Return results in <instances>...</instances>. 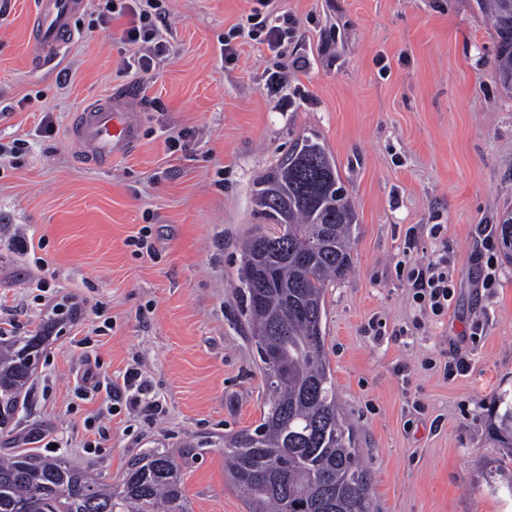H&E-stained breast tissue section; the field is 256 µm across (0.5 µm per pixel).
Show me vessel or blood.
I'll list each match as a JSON object with an SVG mask.
<instances>
[{
	"instance_id": "1",
	"label": "vessel or blood",
	"mask_w": 512,
	"mask_h": 512,
	"mask_svg": "<svg viewBox=\"0 0 512 512\" xmlns=\"http://www.w3.org/2000/svg\"><path fill=\"white\" fill-rule=\"evenodd\" d=\"M85 0H37L30 20L29 46L32 63L56 57L73 33V19ZM142 114L134 92H106L77 114L70 130L84 162L111 166L113 158L129 153L138 143Z\"/></svg>"
}]
</instances>
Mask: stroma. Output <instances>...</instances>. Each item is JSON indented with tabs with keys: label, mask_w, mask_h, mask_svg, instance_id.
Returning <instances> with one entry per match:
<instances>
[{
	"label": "stroma",
	"mask_w": 512,
	"mask_h": 512,
	"mask_svg": "<svg viewBox=\"0 0 512 512\" xmlns=\"http://www.w3.org/2000/svg\"><path fill=\"white\" fill-rule=\"evenodd\" d=\"M98 4L87 0L61 54L34 67V0H0V226L33 236L24 257L0 241V307L17 335L35 331L48 316L40 275L91 310L49 341L0 456L43 451L44 434L116 487L147 449L178 453L189 435L257 425L265 386L237 295L240 242L260 222L256 178L309 137L335 159L357 214L323 328L378 512H512L485 483L512 472V448L491 430L497 395L512 392V260L487 253L478 231L512 210V90L476 0H270L297 21L280 51L244 29L259 0H163L170 51L146 83L123 69L130 16L103 30ZM276 65L288 81L272 95ZM121 86L139 90V143L110 168L87 165L70 127ZM146 226L142 255L130 241ZM444 254L454 294L436 317L402 269ZM88 367L102 383L137 369L162 413L121 405L104 431L90 429L106 403L82 388ZM183 476L189 512H247L223 449L194 450Z\"/></svg>",
	"instance_id": "35a3bbf8"
}]
</instances>
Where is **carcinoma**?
<instances>
[{
    "label": "carcinoma",
    "instance_id": "carcinoma-1",
    "mask_svg": "<svg viewBox=\"0 0 512 512\" xmlns=\"http://www.w3.org/2000/svg\"><path fill=\"white\" fill-rule=\"evenodd\" d=\"M497 35L495 67L512 85V0H477ZM258 229L243 244L239 294L265 385L267 411L252 430L204 439L224 449L226 477L248 512H376L370 472L354 435L339 417L336 385L324 347L325 291L352 264L356 214L335 160L303 138L254 184ZM501 243L512 259V211L504 212ZM0 340V428L8 431L16 403L43 354L49 333ZM493 429L512 447V398ZM188 458L152 448L134 460L120 491L59 455L16 450L0 458V512H188L182 471Z\"/></svg>",
    "mask_w": 512,
    "mask_h": 512
}]
</instances>
